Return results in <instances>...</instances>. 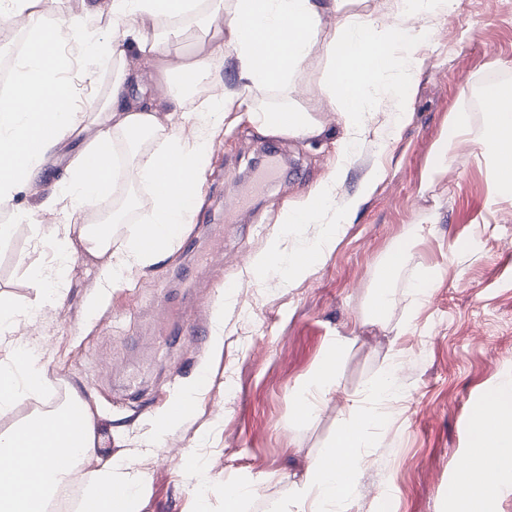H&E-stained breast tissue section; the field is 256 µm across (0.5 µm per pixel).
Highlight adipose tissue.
<instances>
[{"instance_id": "obj_1", "label": "adipose tissue", "mask_w": 512, "mask_h": 512, "mask_svg": "<svg viewBox=\"0 0 512 512\" xmlns=\"http://www.w3.org/2000/svg\"><path fill=\"white\" fill-rule=\"evenodd\" d=\"M37 0H0V14L20 17L27 29V49L20 58L7 95L0 97V204L13 201L16 194L30 185L43 167L47 156L63 140L76 132L85 119L77 104L76 89L64 78L69 62L62 51L67 41L83 42L88 60L98 68H111L134 55L135 67L121 70L112 80L108 98L102 105L103 121L95 139L87 142L94 149L99 142L123 145L124 168L109 167L95 179L84 170L85 156L77 154L64 167L53 191L35 210L17 209L13 221L0 224V242L11 238L18 223L36 224L45 212L55 211L59 201H68L65 221L56 225L51 246L57 264L32 275V285L39 304L57 301L60 286L71 261L78 254L92 257L109 255L99 275L104 288L125 284L132 270L152 263L172 252L189 224L194 198L183 192L180 184L162 189L158 181L166 162L182 166L185 173L198 175L207 165L212 148L210 131L224 121L229 112H244L246 118L265 130H275L304 138L320 131V123L310 113L294 106L273 109L256 108L246 102H233L221 94L207 97L197 109L185 108L192 83L200 82L211 72L212 61L233 49L241 70L255 86L287 89L296 70L322 45L328 60L329 74L320 93L329 102L340 104L351 128L352 137L367 131L365 115L373 111L374 102L366 95L367 87L391 71L403 73V82L392 91L394 118L386 131V139H394L404 126L412 104L411 78L417 65L413 48L429 35L427 27L406 29L388 25L370 14L344 12V0H112V34L89 35L78 17L51 26L43 11L35 7ZM339 13L338 30L326 43H319L322 17ZM161 21L167 28L162 35L148 34L141 28H130L126 19ZM198 18L210 33L206 51L184 57L178 69L165 62L162 45L180 40L182 21ZM150 70L159 83L168 85L173 73L188 75L190 85L177 89L169 100L166 116H159L152 103L130 104L128 91ZM484 99H497V110L483 111L479 124H472L469 113H456L438 147L440 162H447L458 144L469 141L479 145L492 159L495 176L502 194L512 195V82H504L484 91ZM151 147H142V140ZM128 185L147 183L151 186V220L154 230L151 244H144L140 231L130 232L120 249L112 247L111 225L90 224L88 210L109 200L118 180ZM335 182L322 183L311 190L299 206L288 209L278 230L279 235H299L306 224L321 225V233L302 242L297 251L267 256V263L278 264L287 276L312 269L336 240V236L357 209V199L337 207ZM348 343L341 336L326 350L313 378L297 394V414L310 418L320 402L327 399L336 385V366ZM45 383L44 368L35 350L13 351L7 361L0 362V413L10 410L27 395L40 391ZM397 391L390 372L372 382L367 389L368 405L358 406L354 421L336 435L328 453L334 465L316 467L307 482L298 487V505L308 512H332L337 502L348 500L355 485V470L342 467L347 455L360 456L362 449L372 447L375 430L381 421L379 403L392 400ZM486 411L493 419L492 430L472 432L473 447L495 458L496 468L512 473V379L502 381L487 395ZM65 408L37 411L20 424L0 431V454L24 456L38 468L41 477L35 484L19 481L0 469V512H47L51 495L67 483L72 469L88 457L95 446L94 423H87L84 441L68 449L69 464L57 466L55 448L63 446ZM97 512H116L109 497L115 488L127 490L125 512L142 489V476L134 467L115 469L104 466L97 476Z\"/></svg>"}]
</instances>
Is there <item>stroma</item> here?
I'll use <instances>...</instances> for the list:
<instances>
[{
    "instance_id": "stroma-1",
    "label": "stroma",
    "mask_w": 512,
    "mask_h": 512,
    "mask_svg": "<svg viewBox=\"0 0 512 512\" xmlns=\"http://www.w3.org/2000/svg\"><path fill=\"white\" fill-rule=\"evenodd\" d=\"M112 0H59L48 21L81 17L88 33L111 35ZM431 35L416 47L413 102L404 127L388 142L391 79L371 93L378 109L370 135L350 153L344 113L332 111L319 88L327 73L321 48L295 73L289 92L251 85L232 51L215 60L227 98L272 108L295 101L323 126L305 140L264 131L228 115L212 132V158L201 175L202 194L185 230L193 251L175 245L156 262L135 268L126 284L99 286L102 260L77 257L58 302L21 316L16 333L0 342L8 359L19 333L30 335L47 378L42 390L0 415L7 428L59 400H82L93 416L96 455L84 478L96 488L95 467L110 459L140 471L145 488L135 512H224V488L254 483L242 512H273L327 453L370 382L390 362L406 374L398 399L382 404L385 420L375 447L365 449L362 473L347 512H455L454 477L469 446L484 397L512 378V198L501 195L493 163L464 142L439 166L437 149L450 116L479 121L485 86L512 82V0H457L448 15L426 19ZM65 76L83 107L108 94L113 71L95 70L83 43L63 49ZM281 154L278 179L247 211L237 202L266 143ZM336 179L337 198H359L333 248L309 273L285 279L272 265L248 261L273 252L287 205ZM422 238L395 279L394 304L384 322L370 320L380 257L413 225ZM222 254L215 268L206 256ZM51 247L29 224L0 243V299L29 305V270L45 267ZM425 268L437 277L425 296L413 293ZM255 293L251 309L236 289ZM210 304L223 323L224 342L177 335L179 322ZM349 343L337 365L336 386L315 416L296 423V393L336 337ZM208 383L191 411L148 448L166 404L197 377ZM230 398L222 415L215 402Z\"/></svg>"
}]
</instances>
